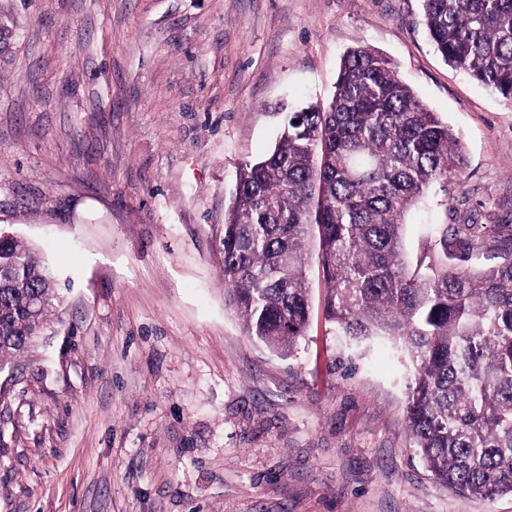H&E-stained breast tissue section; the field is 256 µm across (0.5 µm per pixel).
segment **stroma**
<instances>
[{"label":"stroma","instance_id":"35a3bbf8","mask_svg":"<svg viewBox=\"0 0 512 512\" xmlns=\"http://www.w3.org/2000/svg\"><path fill=\"white\" fill-rule=\"evenodd\" d=\"M367 45L460 135L467 164L406 217L409 262L442 228L512 225V103L448 65L421 0H0V230L55 301L0 370V512H512L413 453V372L386 337L323 315L287 356L224 302V213L280 105L334 93Z\"/></svg>","mask_w":512,"mask_h":512}]
</instances>
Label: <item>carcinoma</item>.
<instances>
[{
  "instance_id": "cac0c4a2",
  "label": "carcinoma",
  "mask_w": 512,
  "mask_h": 512,
  "mask_svg": "<svg viewBox=\"0 0 512 512\" xmlns=\"http://www.w3.org/2000/svg\"><path fill=\"white\" fill-rule=\"evenodd\" d=\"M449 64L512 101V0H422ZM460 137L368 46L341 59L326 105L285 115L266 155L242 163L224 215L225 303L244 333L287 354L311 320L304 243L318 237L325 318L354 338L391 336L414 366L406 422L427 470L456 492L512 494V231L500 261L412 268L402 229L434 184L460 175ZM482 225L462 224L466 251ZM51 280L33 251L0 240V364L45 324Z\"/></svg>"
}]
</instances>
